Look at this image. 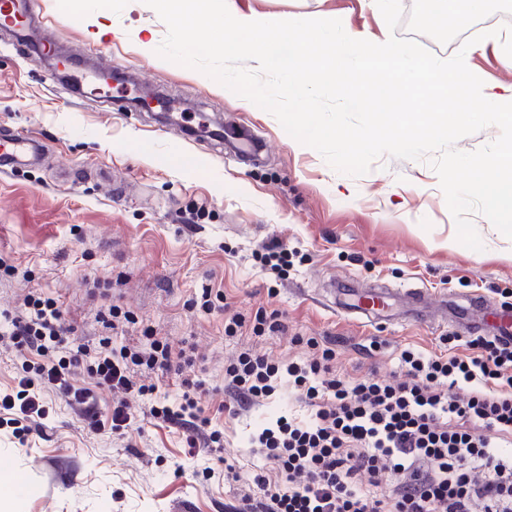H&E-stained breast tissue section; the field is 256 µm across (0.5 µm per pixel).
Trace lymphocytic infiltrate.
<instances>
[{
	"mask_svg": "<svg viewBox=\"0 0 512 512\" xmlns=\"http://www.w3.org/2000/svg\"><path fill=\"white\" fill-rule=\"evenodd\" d=\"M62 310L51 297L27 295L19 314L0 316V342L21 360L13 387L0 390V412L23 419L13 434L26 442L32 426L48 415L43 394L55 390L89 419H96L92 389L69 380L80 366L95 387L118 393L111 427L135 422L127 393L154 394L136 384V367L170 371L173 354L152 330L147 349L106 337L97 349H64ZM307 357L275 362L241 351L224 367L233 397L223 406L271 401L282 380L299 390L313 414L302 422L281 416L250 438L262 461L251 482L260 500L244 495L239 512H512V346L491 336L473 338L471 356L427 357L402 351L400 372L390 380L349 379L336 371V353L316 338L305 340ZM176 406H152L150 414L184 428L188 447L220 448V432H199L196 400L205 383L183 378ZM393 477L383 487V473Z\"/></svg>",
	"mask_w": 512,
	"mask_h": 512,
	"instance_id": "lymphocytic-infiltrate-1",
	"label": "lymphocytic infiltrate"
}]
</instances>
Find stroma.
Instances as JSON below:
<instances>
[{
	"label": "stroma",
	"mask_w": 512,
	"mask_h": 512,
	"mask_svg": "<svg viewBox=\"0 0 512 512\" xmlns=\"http://www.w3.org/2000/svg\"><path fill=\"white\" fill-rule=\"evenodd\" d=\"M63 34V53L98 45L116 57L133 85L92 80L81 96L33 53L0 32V127L38 137L46 152L11 175H0V258L18 275L0 276V311L21 309L29 294L56 298L73 345L96 347L109 331L110 306L131 312L122 340L146 348L144 329L173 349H193L199 397L224 447L189 448L177 426L154 420L151 399L135 397L133 428L91 429L66 398L47 394L49 415L19 445L0 428V463L16 468L29 492L15 512H232L247 492L257 462L248 446L254 429L279 412L305 419L307 407L289 387L276 402L222 412L224 365L242 348L280 361L302 356L295 336L316 337L336 350V368L351 376L390 377L411 348L469 354V334L456 317L431 324L410 317L411 302L391 301L392 324L359 323L318 304L316 291L351 286L424 288L432 303L479 297L512 311V238L482 214L471 220L483 243L475 251L456 239V223L427 160L385 156L364 175L330 167L315 149L292 138L269 112L203 73L157 56L167 27L143 0H109L74 14L63 0H41ZM239 12L277 20L340 16L367 39L388 37L374 0H236ZM497 24L476 21L478 37L465 56L489 84L512 86L489 38ZM193 97L221 126L243 125L265 142L244 163L223 143L183 140L176 123L128 105L110 110L108 96L133 97L138 87ZM279 243L306 254L284 279L253 258ZM226 306L205 312L190 303L202 287ZM278 312L285 331L263 338L224 337L232 315ZM382 346L369 350L371 339ZM234 464L239 481L225 475ZM210 478H200L203 468Z\"/></svg>",
	"instance_id": "stroma-1"
}]
</instances>
